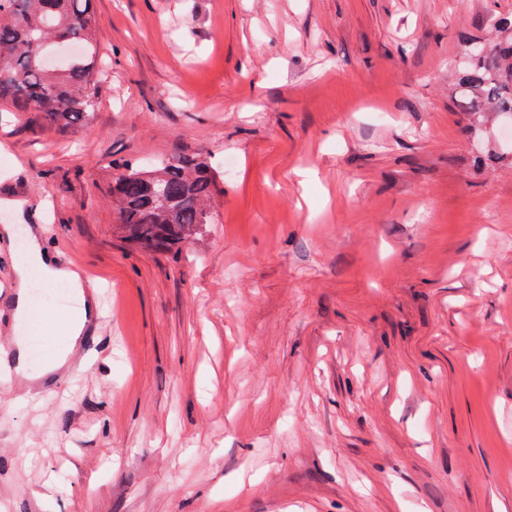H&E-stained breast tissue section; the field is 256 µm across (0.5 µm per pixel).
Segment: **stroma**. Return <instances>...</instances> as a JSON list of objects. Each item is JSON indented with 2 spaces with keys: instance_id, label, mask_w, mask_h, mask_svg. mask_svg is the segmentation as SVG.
<instances>
[{
  "instance_id": "35a3bbf8",
  "label": "stroma",
  "mask_w": 512,
  "mask_h": 512,
  "mask_svg": "<svg viewBox=\"0 0 512 512\" xmlns=\"http://www.w3.org/2000/svg\"><path fill=\"white\" fill-rule=\"evenodd\" d=\"M94 8L92 116L0 103V225L99 303L83 368L0 380V512H512V119L456 107L512 0ZM184 155L217 170L212 222L140 252L112 165Z\"/></svg>"
}]
</instances>
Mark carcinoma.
I'll return each mask as SVG.
<instances>
[{"label":"carcinoma","mask_w":512,"mask_h":512,"mask_svg":"<svg viewBox=\"0 0 512 512\" xmlns=\"http://www.w3.org/2000/svg\"><path fill=\"white\" fill-rule=\"evenodd\" d=\"M94 0H0V101L68 128L93 112L101 33ZM502 38L462 63L466 114L512 115V18ZM216 172L193 156L118 165L110 193L123 237L145 252L179 253L199 240L215 204Z\"/></svg>","instance_id":"obj_1"}]
</instances>
